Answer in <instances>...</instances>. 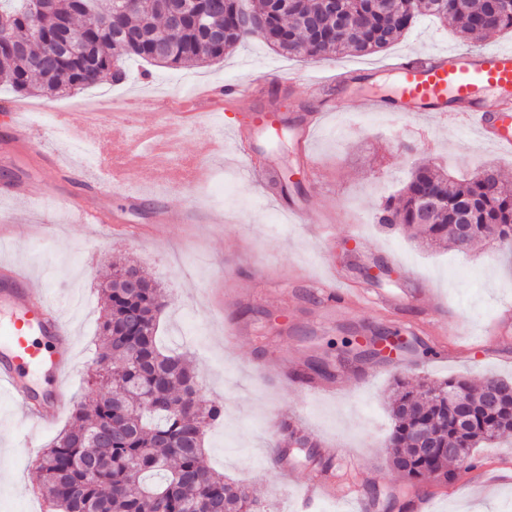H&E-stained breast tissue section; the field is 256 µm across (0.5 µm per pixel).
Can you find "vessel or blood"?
I'll return each instance as SVG.
<instances>
[{"instance_id": "1", "label": "vessel or blood", "mask_w": 512, "mask_h": 512, "mask_svg": "<svg viewBox=\"0 0 512 512\" xmlns=\"http://www.w3.org/2000/svg\"><path fill=\"white\" fill-rule=\"evenodd\" d=\"M395 75L398 94L391 103L367 98L358 105L362 112L393 109L415 116L433 115L450 123L463 119L484 140L498 150L512 152V48H460L419 57L411 54L397 59L387 68L362 70L364 80L373 81L382 73ZM257 85H228L203 90L202 100L213 104L221 100L235 101L256 96ZM494 106H487L488 98ZM157 110L161 119L155 134L175 137L186 128L191 114L184 102L173 103L155 98L138 97L114 114L95 142V151L105 164L100 185L85 190L70 208L81 223H119V216H106L101 199L104 186H112L113 197L136 207L141 196L124 188L127 172L151 169L157 180L171 185L198 180L204 165L197 161L176 165L161 155L129 154L127 141L132 126L128 113ZM321 111L307 113L301 120L297 147L306 167L314 159L308 144L321 122ZM54 123L70 140L83 141L89 125L82 112H58ZM276 128L273 110L249 113L237 137V148L250 157L253 132H271ZM71 356L70 331L61 320L58 309L47 300L44 290L33 286L29 278L15 267H0V389L21 409L33 427L54 424L65 408L64 387ZM52 375L49 390H39L29 379L40 367ZM334 485L327 479L313 477L302 501L304 512H311L316 501L335 495Z\"/></svg>"}]
</instances>
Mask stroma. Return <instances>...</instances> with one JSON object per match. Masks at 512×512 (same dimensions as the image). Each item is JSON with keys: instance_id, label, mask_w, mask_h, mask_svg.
Instances as JSON below:
<instances>
[{"instance_id": "1", "label": "stroma", "mask_w": 512, "mask_h": 512, "mask_svg": "<svg viewBox=\"0 0 512 512\" xmlns=\"http://www.w3.org/2000/svg\"><path fill=\"white\" fill-rule=\"evenodd\" d=\"M466 44L448 25L424 15L399 42L370 55L309 60L255 37L207 64L170 68L125 59L126 81L107 79L65 97H25L0 85V224L8 226L0 236V263L17 264L47 289L72 327V402L88 405L94 398L87 379L102 315L98 285L110 262L125 259L159 284L168 301L159 319L160 345L189 352L200 396L224 408L223 418L205 433L208 465L248 487L268 512H295L309 479L323 469L334 475L337 493L374 483L399 493L404 512H418L424 500L429 512H512V437L476 449L473 464L454 465L453 482L432 478L418 489L393 471L384 444L395 380L463 377L477 385L490 377L512 379V321L499 318L500 308L512 304V254L485 242L465 254L430 248L401 228L375 222L379 204L399 194L412 166L459 178L491 165L512 184V155L476 133L425 116L341 112L345 95L392 98V77L355 82L342 93L315 87L339 66L380 65L405 52L423 57ZM248 71L268 87L285 133L257 140L255 153L288 175L289 194L255 185L231 133L218 131L241 122L256 108L253 100L226 106L220 121L202 112L185 139L170 144L173 160H204L201 179L160 190L148 171H133L128 186L141 194L140 206L129 210L119 199H105L112 212L139 226L132 238L77 222L68 205L76 187L55 184L52 167L31 160L32 151H48L95 179L99 158L77 154L74 143L57 134L54 113L140 93L179 99L197 87L239 81ZM20 106L23 122L44 132L31 151L18 148L8 118ZM312 106L324 109L325 118L311 145L317 163L311 175L302 167L292 125ZM21 175L31 180L34 199L4 195V186ZM46 184L54 187L49 210L36 197ZM288 204L306 208L307 224L289 223ZM163 207H187L193 217L168 225L158 239L152 227ZM377 264L392 273L369 282L365 272ZM332 279L349 290L348 304L323 299V286ZM413 281L420 288L417 303L397 313L379 306V295L402 292ZM434 303L443 313L432 319ZM378 328L404 336L409 349L386 360L347 359L348 345ZM439 343L448 348L447 361L427 363L425 349ZM319 359L331 366L323 392L286 383L295 361ZM275 412L303 428L315 444L311 452L293 450L286 461L273 463L275 447L288 439L286 431L269 425ZM55 435L30 427L0 396V512H44L34 458Z\"/></svg>"}]
</instances>
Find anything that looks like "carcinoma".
<instances>
[{"label": "carcinoma", "instance_id": "1", "mask_svg": "<svg viewBox=\"0 0 512 512\" xmlns=\"http://www.w3.org/2000/svg\"><path fill=\"white\" fill-rule=\"evenodd\" d=\"M212 0H126L118 13L96 15L89 0H0V83L22 95L65 96L92 87L103 77H127L116 62L134 56L147 63L178 67L207 63L259 36L272 47L307 58L374 53L395 43L424 13L448 24L462 38L512 29V0H345L340 26L324 0H299L291 11L281 0H258L251 13L263 22L259 33L242 29L241 0H220L219 32L195 24ZM166 42L165 55L156 52ZM25 44L21 54L13 50ZM436 198L432 223L417 220L421 197ZM471 200L466 244L458 241V202ZM377 223L405 225L434 244L457 251L488 241L512 250V188L479 173L456 181L429 167H415L398 198L380 204ZM137 276L129 287L125 276ZM105 296L95 353L92 404L73 409L68 428L36 458L48 512H263L247 487L224 481L204 460V429L224 416V408L201 399L187 356L167 353L157 342L158 318L167 306L161 289L133 264L112 268L101 283ZM512 383L490 378L476 388L450 378L422 392L406 388L391 398L394 424L388 447L392 467L412 483L434 476L455 479L446 453L418 455L417 432L426 431L436 447L473 449L512 434V398L491 408L484 402L491 386ZM474 407L461 431L454 401Z\"/></svg>", "mask_w": 512, "mask_h": 512}]
</instances>
